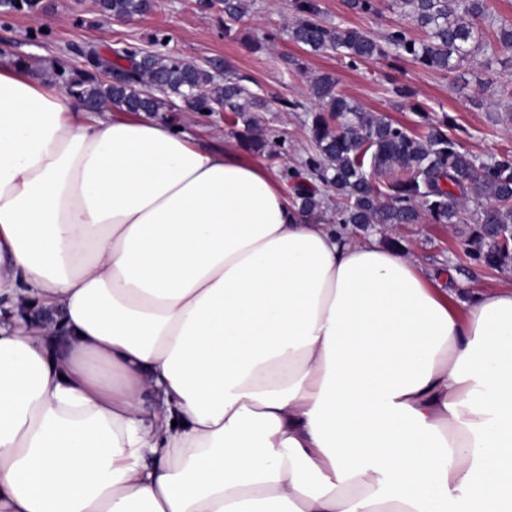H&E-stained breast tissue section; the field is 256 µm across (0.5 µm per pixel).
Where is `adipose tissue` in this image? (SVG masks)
I'll use <instances>...</instances> for the list:
<instances>
[{
  "instance_id": "ef3b65f1",
  "label": "adipose tissue",
  "mask_w": 512,
  "mask_h": 512,
  "mask_svg": "<svg viewBox=\"0 0 512 512\" xmlns=\"http://www.w3.org/2000/svg\"><path fill=\"white\" fill-rule=\"evenodd\" d=\"M0 512H512V285L0 65Z\"/></svg>"
}]
</instances>
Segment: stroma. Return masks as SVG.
Masks as SVG:
<instances>
[{
  "instance_id": "35a3bbf8",
  "label": "stroma",
  "mask_w": 512,
  "mask_h": 512,
  "mask_svg": "<svg viewBox=\"0 0 512 512\" xmlns=\"http://www.w3.org/2000/svg\"><path fill=\"white\" fill-rule=\"evenodd\" d=\"M247 12L239 19L225 17L219 0H154L153 10L129 23L106 24L93 0H41V19L28 12L0 14V64L15 58L29 62L34 77H57L59 69L85 67L90 48L109 50L119 42L151 48L154 37L166 38V48L201 65L228 62L245 77L251 91L267 108L258 117L269 140L277 142L274 155H262L265 166L275 171L296 166L311 146L298 112L278 109L280 98L311 99L313 76L335 73L341 93L360 101L370 111L387 113L405 126H413V104L433 116L450 115L456 136L466 149L488 159L512 154V72L505 73L504 87L484 91L475 75L464 70L448 74L422 68L410 61L367 60L350 67L347 59L333 54H312L288 34L294 19L292 0H246ZM329 26L352 28L371 37H382L403 13L393 0H381L378 14L350 9L348 0H319ZM409 86V99L394 97L393 85ZM166 120L189 131L206 150L223 149L236 129L220 113L169 112ZM473 225L445 226L423 222L397 224L378 230L351 228L356 240L371 239L380 245L397 241L409 256L428 271L451 269L443 283L451 297L466 301L470 289L512 283V266L490 269L464 254Z\"/></svg>"
}]
</instances>
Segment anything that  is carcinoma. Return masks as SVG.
Masks as SVG:
<instances>
[{
	"label": "carcinoma",
	"mask_w": 512,
	"mask_h": 512,
	"mask_svg": "<svg viewBox=\"0 0 512 512\" xmlns=\"http://www.w3.org/2000/svg\"><path fill=\"white\" fill-rule=\"evenodd\" d=\"M401 0L400 8L425 38L410 37L396 24L383 40L340 26L330 27L322 19L317 0H293L296 19L290 39L312 53L334 52L354 66L376 58L412 61L442 73L468 68L476 52L489 58L481 64L486 89L500 84L501 73L493 62L512 55V22L497 20V42H485L481 23L491 15L487 0ZM154 7L153 0H100L105 17L131 19ZM106 66L113 77L104 79L98 70ZM65 86L76 97L101 106H122L129 112H170L174 100L187 103L196 112L223 109L231 121L242 120L237 131L240 142L261 153L268 146L258 119L245 117L265 103L234 77L230 66L209 68L172 54L140 47L112 49V59L92 51L87 68L64 77ZM336 77L323 73L311 83L318 106L297 99L279 101L284 112L303 113L312 150L300 167L283 172L292 184L293 201L305 216L328 207L325 190L343 200L336 207L335 223L360 226L418 224L476 225L471 256L489 268L512 262V156L489 161L472 155L449 133L448 118L437 121L422 110L415 112L418 133L383 112L366 110L358 101L336 90ZM483 199L480 211L467 203Z\"/></svg>",
	"instance_id": "1"
}]
</instances>
